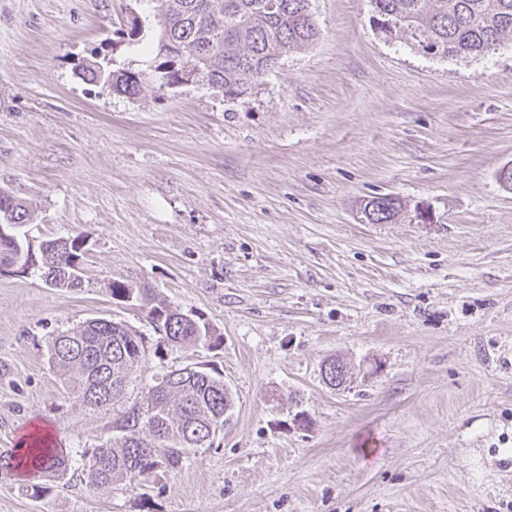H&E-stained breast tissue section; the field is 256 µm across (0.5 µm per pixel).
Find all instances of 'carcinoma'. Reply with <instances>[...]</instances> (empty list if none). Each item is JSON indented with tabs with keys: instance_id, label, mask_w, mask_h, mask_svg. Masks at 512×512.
<instances>
[{
	"instance_id": "carcinoma-1",
	"label": "carcinoma",
	"mask_w": 512,
	"mask_h": 512,
	"mask_svg": "<svg viewBox=\"0 0 512 512\" xmlns=\"http://www.w3.org/2000/svg\"><path fill=\"white\" fill-rule=\"evenodd\" d=\"M164 18L158 28V49L171 46L199 65L208 82L226 97L246 93L249 82L262 77L265 67L313 42L318 33L310 0H149ZM373 21L390 39L406 38L424 55L448 58L479 56L512 38V0H371ZM150 77L142 72H112V92L136 96ZM377 200L389 208L384 223L402 213L398 197L382 194ZM28 206L0 189V221L25 224ZM78 237L45 242L37 275L53 288L81 287L66 276L77 256ZM24 251L19 239L0 237V266H10ZM110 294L149 307L156 329L175 345L207 347L213 341L210 323L185 321L180 313L156 299L149 288H130L114 281ZM50 358L67 375V382L84 405L102 408L123 398L146 356L145 338L138 331L113 322L78 327L52 337ZM232 399L224 379L201 368L186 366L157 375L142 400L112 420V442L84 456L82 473L92 489L108 488L117 480H134L164 465L177 470L200 448L195 434L210 448V430L224 432ZM35 478L64 474L70 462L65 448L38 450L30 456ZM21 458L13 449L0 451V472L17 470Z\"/></svg>"
}]
</instances>
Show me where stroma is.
<instances>
[{
  "mask_svg": "<svg viewBox=\"0 0 512 512\" xmlns=\"http://www.w3.org/2000/svg\"><path fill=\"white\" fill-rule=\"evenodd\" d=\"M125 5L0 0V188L30 237L87 241L80 289L0 277V449L44 425L72 455L37 499L0 477V512H512V39L425 56L370 0H311L318 38L245 95L128 99L75 74L96 52L160 63L155 22L118 41ZM380 193L406 217L363 222ZM115 280L201 315L219 348L171 345ZM96 317L148 338L123 406L171 368L221 371L219 446L86 485L117 408L70 394L48 340ZM336 356L341 390L320 374ZM30 210L28 206L13 195H7L0 189V223L27 224Z\"/></svg>",
  "mask_w": 512,
  "mask_h": 512,
  "instance_id": "obj_1",
  "label": "stroma"
}]
</instances>
